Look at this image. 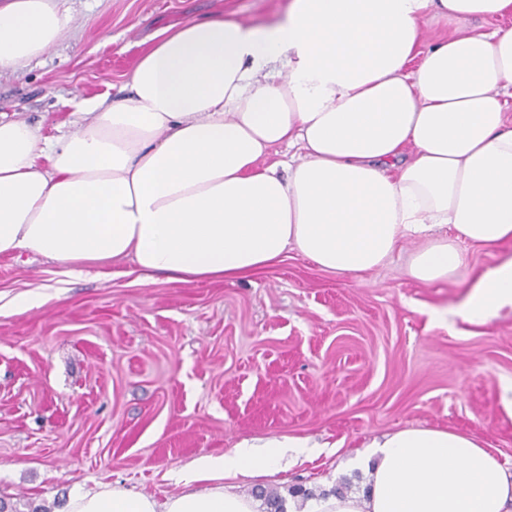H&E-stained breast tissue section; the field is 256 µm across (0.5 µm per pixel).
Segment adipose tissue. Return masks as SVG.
I'll use <instances>...</instances> for the list:
<instances>
[{"mask_svg": "<svg viewBox=\"0 0 512 512\" xmlns=\"http://www.w3.org/2000/svg\"><path fill=\"white\" fill-rule=\"evenodd\" d=\"M511 17L512 0H290L271 27L215 16L162 30L126 95L83 100L70 136L0 119V255L233 282L291 248L359 275L415 239V279L455 276L462 245L512 239ZM427 25L445 32L428 48ZM69 26L55 0H0V74ZM505 306L512 256L475 277L461 317ZM309 446L245 440L196 460L194 491L76 490L61 512H260L237 478ZM363 463L360 492L306 512H512V469L469 434L398 430Z\"/></svg>", "mask_w": 512, "mask_h": 512, "instance_id": "adipose-tissue-1", "label": "adipose tissue"}]
</instances>
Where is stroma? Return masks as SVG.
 <instances>
[{
	"label": "stroma",
	"instance_id": "stroma-1",
	"mask_svg": "<svg viewBox=\"0 0 512 512\" xmlns=\"http://www.w3.org/2000/svg\"><path fill=\"white\" fill-rule=\"evenodd\" d=\"M288 2L61 0L68 31L0 75V114L49 138L72 134L74 103L122 97L160 30L217 14L271 25ZM417 247L347 277L292 250L235 282L0 257V500L60 512L74 488L103 484L173 497L194 461L288 435L316 442L314 459L240 478L242 494L360 491L353 459L404 428L470 433L512 468L500 403L512 388V307L482 324L460 316L474 276L511 255L512 240L463 245L461 271L429 284L409 272Z\"/></svg>",
	"mask_w": 512,
	"mask_h": 512
}]
</instances>
